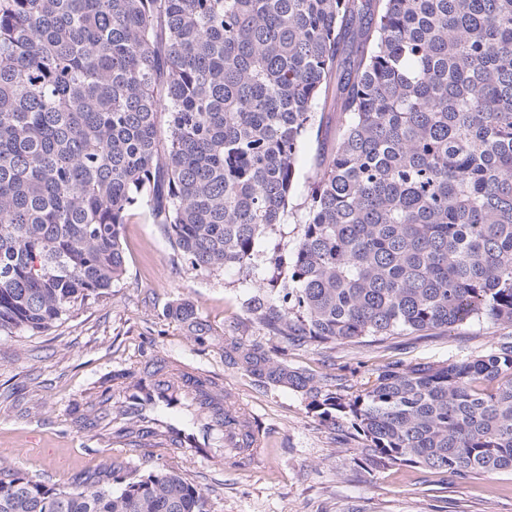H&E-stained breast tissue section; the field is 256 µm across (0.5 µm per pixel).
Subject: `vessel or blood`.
I'll return each instance as SVG.
<instances>
[{"instance_id": "vessel-or-blood-1", "label": "vessel or blood", "mask_w": 512, "mask_h": 512, "mask_svg": "<svg viewBox=\"0 0 512 512\" xmlns=\"http://www.w3.org/2000/svg\"><path fill=\"white\" fill-rule=\"evenodd\" d=\"M112 391L135 421L124 447L195 452L206 465L213 461L214 448L241 457L239 431L212 411L213 402L223 399L224 381L210 371L169 359L161 372H136L113 381Z\"/></svg>"}]
</instances>
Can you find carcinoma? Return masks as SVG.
<instances>
[{
    "label": "carcinoma",
    "instance_id": "carcinoma-1",
    "mask_svg": "<svg viewBox=\"0 0 512 512\" xmlns=\"http://www.w3.org/2000/svg\"><path fill=\"white\" fill-rule=\"evenodd\" d=\"M313 141L300 235L247 300L275 345L226 338L224 362L352 429L361 462L512 471V334L346 397L284 358L512 327V0H0V334L107 293L143 207L193 267L254 275ZM0 512L211 510L185 470L114 462L58 486L1 467Z\"/></svg>",
    "mask_w": 512,
    "mask_h": 512
}]
</instances>
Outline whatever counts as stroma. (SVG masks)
Here are the masks:
<instances>
[{
	"instance_id": "1",
	"label": "stroma",
	"mask_w": 512,
	"mask_h": 512,
	"mask_svg": "<svg viewBox=\"0 0 512 512\" xmlns=\"http://www.w3.org/2000/svg\"><path fill=\"white\" fill-rule=\"evenodd\" d=\"M126 271L108 294L85 302L36 336H0V466L58 484L121 456L141 473L189 466L210 495L211 512H512V471L462 480L422 467L356 465V443L310 409L301 393L264 386L224 362V340L268 344L246 310L255 292L234 268L200 271L174 249L148 209L122 228ZM193 304L205 339L177 321L178 302ZM469 321L439 333L401 335L350 352L290 349L293 367L355 384L391 362L442 363L489 352L511 333ZM188 359L223 378L231 402L262 427L257 457L217 470L186 464L183 454L117 449L93 437L77 417H93L104 378L164 358Z\"/></svg>"
}]
</instances>
